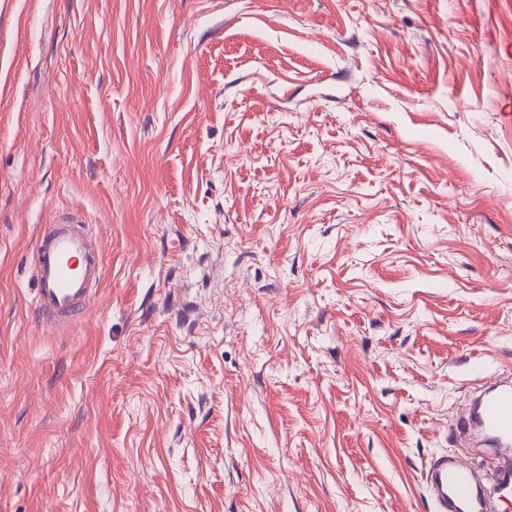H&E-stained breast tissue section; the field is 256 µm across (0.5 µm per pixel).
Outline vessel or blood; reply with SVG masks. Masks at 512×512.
<instances>
[{
	"instance_id": "obj_1",
	"label": "vessel or blood",
	"mask_w": 512,
	"mask_h": 512,
	"mask_svg": "<svg viewBox=\"0 0 512 512\" xmlns=\"http://www.w3.org/2000/svg\"><path fill=\"white\" fill-rule=\"evenodd\" d=\"M39 288L36 311L39 322L55 327L72 322L89 300L101 277L102 255L79 221H55L39 236L36 246ZM458 429L486 437L512 440V385L497 383L487 388L456 421ZM432 491L434 512H485L472 472L449 462L447 456L432 459L424 475Z\"/></svg>"
}]
</instances>
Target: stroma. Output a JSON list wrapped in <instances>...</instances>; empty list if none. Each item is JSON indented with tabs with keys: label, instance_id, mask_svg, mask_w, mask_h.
Returning a JSON list of instances; mask_svg holds the SVG:
<instances>
[{
	"label": "stroma",
	"instance_id": "stroma-1",
	"mask_svg": "<svg viewBox=\"0 0 512 512\" xmlns=\"http://www.w3.org/2000/svg\"><path fill=\"white\" fill-rule=\"evenodd\" d=\"M504 376L512 0H0V512H433ZM39 288L36 311L48 327L71 323L92 297L101 277L102 255L77 220H56L39 236L36 246ZM76 264V266H74Z\"/></svg>",
	"mask_w": 512,
	"mask_h": 512
}]
</instances>
